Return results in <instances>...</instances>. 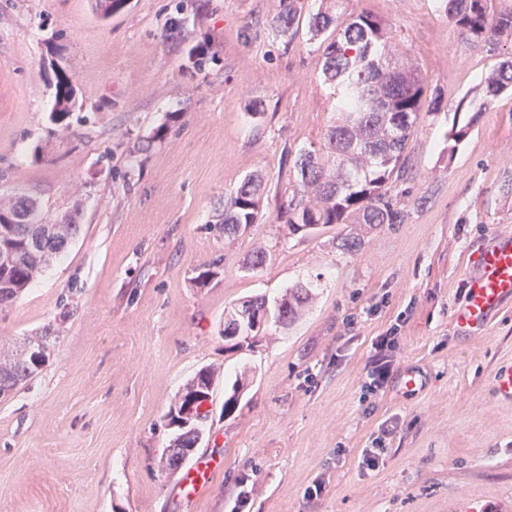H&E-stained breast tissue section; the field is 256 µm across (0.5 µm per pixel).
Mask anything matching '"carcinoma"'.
Wrapping results in <instances>:
<instances>
[{
	"label": "carcinoma",
	"mask_w": 512,
	"mask_h": 512,
	"mask_svg": "<svg viewBox=\"0 0 512 512\" xmlns=\"http://www.w3.org/2000/svg\"><path fill=\"white\" fill-rule=\"evenodd\" d=\"M283 8L270 22L277 35L293 41L300 22L310 39L323 46V83L335 97L339 120L328 126L318 149H304L296 156L298 180L284 212L290 234L303 237L338 224H401L404 213L394 208L389 196L392 184L405 172V150L421 121L441 110L432 99L424 106V86L415 70L404 62L392 42V26L378 17L339 10L343 0H320L315 11L303 13L301 0H282ZM444 11L466 39L495 47L512 41V9L497 14L487 0H445ZM512 88V61H504L485 78L484 98L461 100L456 111L479 113L492 100ZM75 107V87L66 74L57 79L51 119L62 122ZM471 123L452 124L448 132L450 150L469 135ZM263 180L244 179L224 199V209L215 224L227 237L246 232L258 223ZM28 215L25 201L0 206V248L13 251L17 263L0 267V304L9 303L28 288L45 265L43 257L67 249L47 240L46 250L32 252L26 236L14 226ZM309 298L302 285L292 289L277 309V321L296 318ZM41 368L24 363L10 371L9 388L16 390Z\"/></svg>",
	"instance_id": "carcinoma-1"
}]
</instances>
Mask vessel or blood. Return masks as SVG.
<instances>
[{
	"mask_svg": "<svg viewBox=\"0 0 512 512\" xmlns=\"http://www.w3.org/2000/svg\"><path fill=\"white\" fill-rule=\"evenodd\" d=\"M512 300V234H499L467 259L465 294L454 317L456 330L474 336L486 330L502 303ZM214 461L203 458L188 472L184 489L195 495L215 472Z\"/></svg>",
	"mask_w": 512,
	"mask_h": 512,
	"instance_id": "obj_1",
	"label": "vessel or blood"
}]
</instances>
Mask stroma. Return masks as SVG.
Returning a JSON list of instances; mask_svg holds the SVG:
<instances>
[{
    "instance_id": "1",
    "label": "stroma",
    "mask_w": 512,
    "mask_h": 512,
    "mask_svg": "<svg viewBox=\"0 0 512 512\" xmlns=\"http://www.w3.org/2000/svg\"><path fill=\"white\" fill-rule=\"evenodd\" d=\"M280 4L129 0L105 20L97 0H0V202L81 227L0 306V350L54 336L43 370L0 398V512H230L243 489V512H460L476 498L512 512V403L493 382L512 364V301L484 334L454 327L468 254L512 233V91L475 115L456 106L512 42L465 40L440 0H346L392 24L425 100H443L390 190L404 222L349 253L338 228L303 238L280 219L295 157L335 118L318 42L269 27ZM63 71L77 98L64 128L50 120ZM455 121L472 128L452 151ZM253 174L258 224L219 234L225 195ZM258 248L268 260L249 269ZM299 283L296 319L227 349L229 311L260 296L276 309ZM386 334L393 372L370 392ZM204 366L215 387L195 455L223 466L189 500L185 470L165 467L166 415ZM386 421L397 431L366 466Z\"/></svg>"
}]
</instances>
